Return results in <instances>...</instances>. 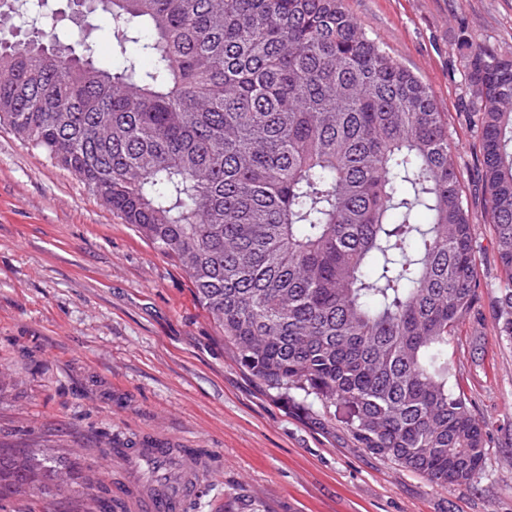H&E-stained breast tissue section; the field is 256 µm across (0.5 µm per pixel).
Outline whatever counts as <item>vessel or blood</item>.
Here are the masks:
<instances>
[{
  "label": "vessel or blood",
  "instance_id": "obj_1",
  "mask_svg": "<svg viewBox=\"0 0 512 512\" xmlns=\"http://www.w3.org/2000/svg\"><path fill=\"white\" fill-rule=\"evenodd\" d=\"M200 462L188 448L115 449L111 464L124 472L125 481L112 492L127 500L132 512H185L204 495Z\"/></svg>",
  "mask_w": 512,
  "mask_h": 512
}]
</instances>
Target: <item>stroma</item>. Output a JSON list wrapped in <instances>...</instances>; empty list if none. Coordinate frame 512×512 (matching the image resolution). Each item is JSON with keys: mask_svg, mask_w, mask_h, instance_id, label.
I'll return each mask as SVG.
<instances>
[{"mask_svg": "<svg viewBox=\"0 0 512 512\" xmlns=\"http://www.w3.org/2000/svg\"><path fill=\"white\" fill-rule=\"evenodd\" d=\"M367 36L427 83L480 247L479 303L454 336V389L486 424L484 463L440 487L357 447L345 408L303 409L251 377L180 264L122 224L69 170L0 125V444L47 448L73 482L0 512H88L85 481L117 482L115 448L161 443L209 459L188 512H512V343L484 224L479 142L457 62L461 32L512 56V0H343Z\"/></svg>", "mask_w": 512, "mask_h": 512, "instance_id": "stroma-1", "label": "stroma"}]
</instances>
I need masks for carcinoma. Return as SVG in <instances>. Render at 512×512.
<instances>
[{
	"mask_svg": "<svg viewBox=\"0 0 512 512\" xmlns=\"http://www.w3.org/2000/svg\"><path fill=\"white\" fill-rule=\"evenodd\" d=\"M49 2L0 0V124L180 263L252 377L346 405L357 447L437 486L470 481L487 432L448 337L479 299L478 246L432 89L342 0H73L112 32L115 69L91 33L76 55L47 27ZM458 54L512 343V58L468 35ZM68 481L0 451V497ZM85 495L119 512L109 484Z\"/></svg>",
	"mask_w": 512,
	"mask_h": 512,
	"instance_id": "cac0c4a2",
	"label": "carcinoma"
}]
</instances>
